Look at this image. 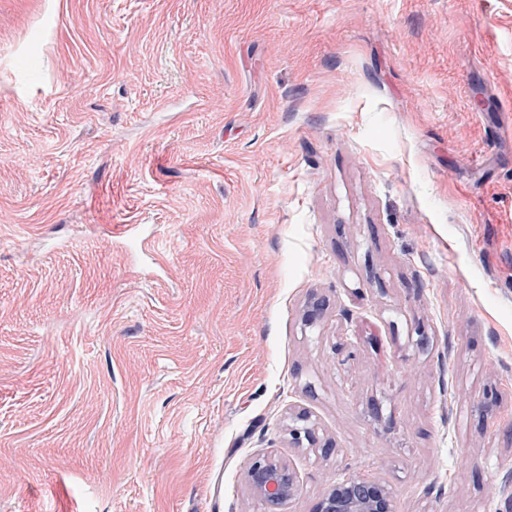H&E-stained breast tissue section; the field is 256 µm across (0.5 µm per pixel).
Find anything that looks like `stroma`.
Returning a JSON list of instances; mask_svg holds the SVG:
<instances>
[{"mask_svg": "<svg viewBox=\"0 0 512 512\" xmlns=\"http://www.w3.org/2000/svg\"><path fill=\"white\" fill-rule=\"evenodd\" d=\"M258 453L512 512V0H0V512ZM289 443L294 448H303L316 444L315 424L311 413L305 408H289L288 410Z\"/></svg>", "mask_w": 512, "mask_h": 512, "instance_id": "1", "label": "stroma"}]
</instances>
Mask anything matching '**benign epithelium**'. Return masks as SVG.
Segmentation results:
<instances>
[{"label": "benign epithelium", "mask_w": 512, "mask_h": 512, "mask_svg": "<svg viewBox=\"0 0 512 512\" xmlns=\"http://www.w3.org/2000/svg\"><path fill=\"white\" fill-rule=\"evenodd\" d=\"M288 436L295 448L316 444L315 424L307 409H288ZM247 482L268 512H278L299 489L296 473L271 454H260L252 460ZM393 498L388 485L354 474L336 480L318 502L315 512H394Z\"/></svg>", "instance_id": "obj_1"}]
</instances>
